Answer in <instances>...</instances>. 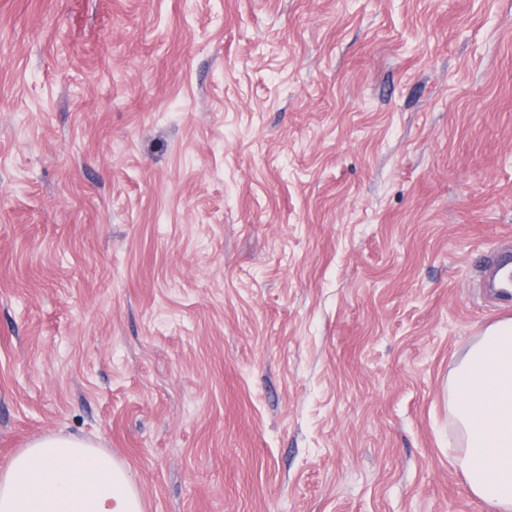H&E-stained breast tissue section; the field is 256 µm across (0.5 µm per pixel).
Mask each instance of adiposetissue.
<instances>
[{"mask_svg": "<svg viewBox=\"0 0 512 512\" xmlns=\"http://www.w3.org/2000/svg\"><path fill=\"white\" fill-rule=\"evenodd\" d=\"M471 496L512 512V319L488 326L448 383ZM0 512H143L127 469L93 442L47 435L0 470Z\"/></svg>", "mask_w": 512, "mask_h": 512, "instance_id": "obj_1", "label": "adipose tissue"}]
</instances>
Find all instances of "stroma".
I'll return each instance as SVG.
<instances>
[{"instance_id": "obj_1", "label": "stroma", "mask_w": 512, "mask_h": 512, "mask_svg": "<svg viewBox=\"0 0 512 512\" xmlns=\"http://www.w3.org/2000/svg\"><path fill=\"white\" fill-rule=\"evenodd\" d=\"M512 0H0V470L144 512H488L448 379L512 318ZM127 469L93 442L47 435L0 471V512H142Z\"/></svg>"}]
</instances>
